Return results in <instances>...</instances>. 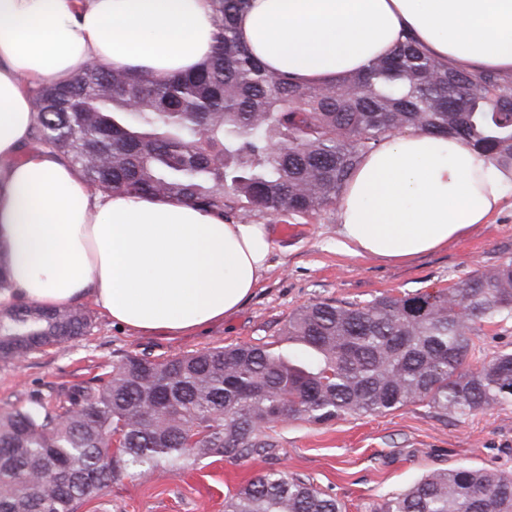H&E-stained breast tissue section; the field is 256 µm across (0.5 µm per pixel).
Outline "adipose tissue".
<instances>
[{
	"label": "adipose tissue",
	"instance_id": "obj_1",
	"mask_svg": "<svg viewBox=\"0 0 512 512\" xmlns=\"http://www.w3.org/2000/svg\"><path fill=\"white\" fill-rule=\"evenodd\" d=\"M210 0H0V250L12 295L62 309L91 299L112 322L180 335L223 320L271 268L269 225L190 203L92 193L28 143L32 88L90 60L154 79L212 53ZM237 36L270 70L328 85L412 38L473 74L512 75V0H249ZM512 197V171L454 137L408 131L361 161L337 205L342 251L408 261L446 247Z\"/></svg>",
	"mask_w": 512,
	"mask_h": 512
}]
</instances>
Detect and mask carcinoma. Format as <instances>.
I'll return each instance as SVG.
<instances>
[{"instance_id":"1","label":"carcinoma","mask_w":512,"mask_h":512,"mask_svg":"<svg viewBox=\"0 0 512 512\" xmlns=\"http://www.w3.org/2000/svg\"><path fill=\"white\" fill-rule=\"evenodd\" d=\"M214 51L163 80L88 61L34 90L36 134L94 191L176 199L244 223L254 211L336 209L361 158L405 130L455 136L512 168V78L447 67L407 42L327 86L265 68L239 42L248 0H210ZM512 318V260L448 289L362 303L319 301L278 341L162 361L126 355L51 407L35 393L0 407V512H77L125 478L211 458L271 454L273 408L323 424L424 403L450 417L512 405V352L479 365L482 326ZM79 307L0 303V360L83 336ZM224 512H345L309 478L270 472ZM372 512H512V472L435 470Z\"/></svg>"}]
</instances>
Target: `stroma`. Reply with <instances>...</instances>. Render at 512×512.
Returning <instances> with one entry per match:
<instances>
[{
  "mask_svg": "<svg viewBox=\"0 0 512 512\" xmlns=\"http://www.w3.org/2000/svg\"><path fill=\"white\" fill-rule=\"evenodd\" d=\"M252 219L271 225L276 249L271 271L239 310L194 333L171 336L133 332L112 323L93 302L82 301L92 324L68 348H49L22 362L0 361V406L31 392L55 401L128 354L161 360L273 341L289 314L310 302L361 303L382 295L434 292L512 259V198L459 240L405 262L343 254L332 210L310 217L256 211ZM270 436L275 449L267 457L206 460L177 474L157 471L146 482L128 478L78 512H224L225 499L272 470L309 477L336 496L346 512H371L381 498L404 492L435 469L512 472V405L457 419L415 403L324 425L280 422Z\"/></svg>",
  "mask_w": 512,
  "mask_h": 512,
  "instance_id": "obj_1",
  "label": "stroma"
}]
</instances>
